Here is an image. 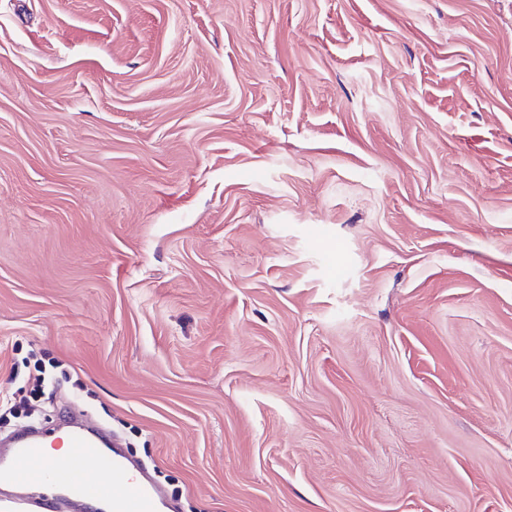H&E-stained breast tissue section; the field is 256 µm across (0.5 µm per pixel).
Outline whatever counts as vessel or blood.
Wrapping results in <instances>:
<instances>
[{"mask_svg":"<svg viewBox=\"0 0 512 512\" xmlns=\"http://www.w3.org/2000/svg\"><path fill=\"white\" fill-rule=\"evenodd\" d=\"M60 420L67 448L64 465L47 461V445L29 428L13 434L0 445V485L49 482L62 493L64 504L78 512L105 506L107 512H159L164 497L160 485L135 469L119 452H111L84 434L75 432L73 409H65Z\"/></svg>","mask_w":512,"mask_h":512,"instance_id":"b4317fda","label":"vessel or blood"}]
</instances>
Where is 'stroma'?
Wrapping results in <instances>:
<instances>
[{
  "instance_id": "stroma-1",
  "label": "stroma",
  "mask_w": 512,
  "mask_h": 512,
  "mask_svg": "<svg viewBox=\"0 0 512 512\" xmlns=\"http://www.w3.org/2000/svg\"><path fill=\"white\" fill-rule=\"evenodd\" d=\"M181 512H512V0H0V393Z\"/></svg>"
}]
</instances>
